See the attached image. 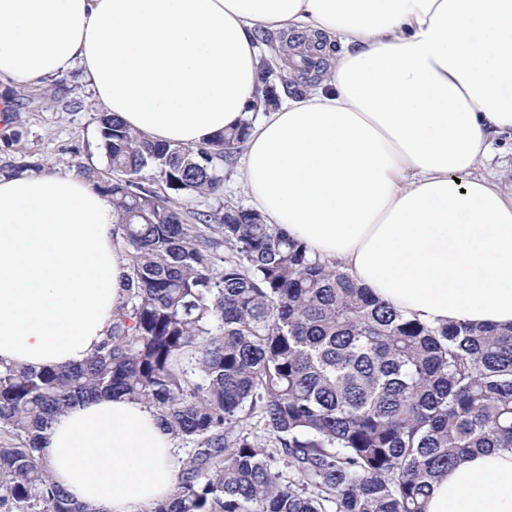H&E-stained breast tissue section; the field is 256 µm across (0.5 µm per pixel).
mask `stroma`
Masks as SVG:
<instances>
[{"label": "stroma", "mask_w": 512, "mask_h": 512, "mask_svg": "<svg viewBox=\"0 0 512 512\" xmlns=\"http://www.w3.org/2000/svg\"><path fill=\"white\" fill-rule=\"evenodd\" d=\"M255 43L260 57L275 62L274 83L287 84L291 98L304 96L313 81L311 72L304 69L298 52L286 44L283 35L261 29ZM38 94V88L28 85L0 88V99L10 102L17 117L13 133L0 130V169L28 162L60 174L75 175L84 166L107 172L105 151L97 133V117L104 106L84 82L81 71L75 69L64 75L57 89L58 102L39 99ZM238 165L235 158L223 165L222 198L195 197L184 203V210H210L222 201L249 208Z\"/></svg>", "instance_id": "1"}]
</instances>
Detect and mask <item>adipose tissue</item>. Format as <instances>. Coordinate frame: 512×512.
I'll list each match as a JSON object with an SVG mask.
<instances>
[{"mask_svg":"<svg viewBox=\"0 0 512 512\" xmlns=\"http://www.w3.org/2000/svg\"><path fill=\"white\" fill-rule=\"evenodd\" d=\"M261 28L330 54L273 112L256 93ZM76 67L153 140L246 127L253 209L375 298L424 323L512 326V185L474 173L512 135V0H0V82ZM114 229L88 181L0 175V362L38 371L95 349L128 298ZM45 448L53 482L92 512L175 493L173 439L127 397L72 406ZM427 512H512V451L462 460Z\"/></svg>","mask_w":512,"mask_h":512,"instance_id":"ef3b65f1","label":"adipose tissue"}]
</instances>
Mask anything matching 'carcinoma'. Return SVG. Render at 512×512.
Returning <instances> with one entry per match:
<instances>
[{
    "label": "carcinoma",
    "instance_id": "obj_1",
    "mask_svg": "<svg viewBox=\"0 0 512 512\" xmlns=\"http://www.w3.org/2000/svg\"><path fill=\"white\" fill-rule=\"evenodd\" d=\"M272 76L258 77L268 105ZM246 130L156 143L100 113L112 178L86 175L128 246L127 307L80 364H0L3 512H91L51 482L42 440L101 396L150 405L192 445L148 512H425L462 457L512 451V327L406 318L252 210L186 223L177 200L221 194L218 162ZM151 166L166 193L140 183Z\"/></svg>",
    "mask_w": 512,
    "mask_h": 512
}]
</instances>
